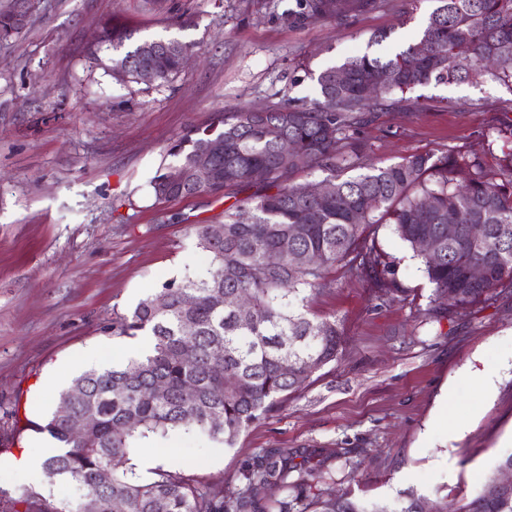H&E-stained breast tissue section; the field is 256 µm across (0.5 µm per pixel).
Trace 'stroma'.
Returning <instances> with one entry per match:
<instances>
[{"mask_svg": "<svg viewBox=\"0 0 512 512\" xmlns=\"http://www.w3.org/2000/svg\"><path fill=\"white\" fill-rule=\"evenodd\" d=\"M437 0H382L344 23L295 20L296 0H38L18 37L0 43V456H45L39 426L56 411L51 379L88 370L86 355L119 366L146 337L113 336L167 279L203 270L197 224L224 220V197L157 200L151 179L172 163L170 146L221 114L263 107L276 93L315 97L313 73L370 51L387 53L423 27ZM121 22L136 38H175L195 56L160 86L122 83L99 50ZM416 112L377 113L360 137L386 166L413 154L479 147L512 124L496 82L430 85ZM401 293L385 302L363 281L329 270L312 312L335 317L344 341L326 365L227 448L195 432L140 442L130 456L234 494L265 448L288 449L315 471L323 492L347 491L395 512L409 498L474 497L512 454V297L454 318H428L431 287L410 251L381 228ZM74 497L65 482L15 468L0 497L19 487Z\"/></svg>", "mask_w": 512, "mask_h": 512, "instance_id": "35a3bbf8", "label": "stroma"}]
</instances>
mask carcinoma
<instances>
[{"label": "carcinoma", "mask_w": 512, "mask_h": 512, "mask_svg": "<svg viewBox=\"0 0 512 512\" xmlns=\"http://www.w3.org/2000/svg\"><path fill=\"white\" fill-rule=\"evenodd\" d=\"M418 38L392 57L349 56L312 75L318 96L298 103L282 91L280 100L255 113L248 109L222 115V131H190L169 154L177 161L151 180L156 198L201 193L228 195L251 186V171L262 168L266 181L253 194L224 210V238L212 241L207 226H195L197 245L209 267L162 283L130 314L112 318V335L150 337L148 352L117 368L90 370L61 391L76 389L73 416L93 411L95 426L81 439L70 435L69 421L53 414L44 426L62 444L41 461L51 480L73 485L79 495L96 486L99 471L110 468L112 484L99 491L98 512H387L373 509L343 492L308 497L303 477L288 453L267 448L243 470L239 492L224 496L219 486L161 467L141 482L126 468L137 441L164 437L173 430H196L231 448L239 435L299 390L325 365L336 361L343 342L336 318L310 315L313 295L326 289L331 268L366 281L379 299L394 300L400 288L392 262L378 249L383 226L418 259L432 287L430 317L460 314L468 307L496 301L512 288V149L497 156L486 139L480 149L414 154L388 166L364 161L361 128L383 110L406 111L418 105L408 96L417 87L490 80L512 87V0H438ZM303 19L343 20L350 0H297ZM18 34L12 5L0 7V42ZM127 27H112L105 40L113 50L112 76L138 81L127 60L153 67L159 83L181 68L193 45L177 39L133 40ZM468 46V53L459 51ZM214 138L224 153L210 181L191 173L195 154ZM295 146L283 161L288 143ZM182 173L179 180L174 172ZM322 172L332 191L316 196L297 184L299 172ZM247 212L251 221H240ZM456 227L448 237V225ZM485 225L475 237L471 225ZM436 241V253L420 242ZM280 254L270 266L268 254ZM491 264L475 282L473 265ZM243 295L248 307L237 312L214 303L217 295ZM288 362V370L282 362ZM166 384L163 395L153 383ZM191 383L196 394L183 388ZM497 475L486 478L466 503L446 502L434 512H512V488L493 493ZM279 490L277 499L266 495ZM83 512L82 500L55 504L23 486L16 498L0 500V512Z\"/></svg>", "instance_id": "1"}]
</instances>
